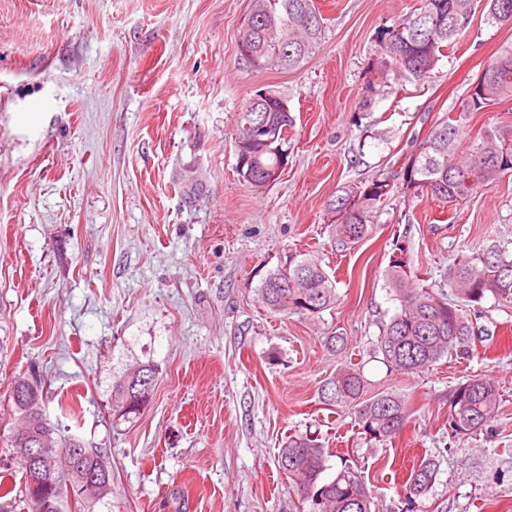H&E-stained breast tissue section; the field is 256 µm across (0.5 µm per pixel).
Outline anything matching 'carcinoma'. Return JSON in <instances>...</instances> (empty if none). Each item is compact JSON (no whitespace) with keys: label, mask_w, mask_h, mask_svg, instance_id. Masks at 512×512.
Returning a JSON list of instances; mask_svg holds the SVG:
<instances>
[{"label":"carcinoma","mask_w":512,"mask_h":512,"mask_svg":"<svg viewBox=\"0 0 512 512\" xmlns=\"http://www.w3.org/2000/svg\"><path fill=\"white\" fill-rule=\"evenodd\" d=\"M476 5L477 0H418L408 17L377 31L378 49L370 70L377 76L393 72L416 81L425 79L468 28ZM484 9L489 22L512 23V0H484ZM324 31V18L314 0H251L239 40L240 55L256 69L290 71L315 52ZM507 99H512V46L504 48L482 72L479 88L469 92L463 111L479 112ZM290 125L288 99L273 88L268 89L266 98L257 91L238 113L234 138L237 170L252 187L265 186L272 172L284 163L288 145L282 133ZM508 171L512 172L511 125L487 130L467 144L462 139L461 118L446 115L404 162L401 184L390 177H375L337 187L326 212L332 239L342 246L362 240L373 209L400 188L412 198L430 196L447 203L467 196L479 185L493 184ZM179 184L190 203L205 192L196 179L188 183L181 176ZM395 250L399 255L391 262L387 278L400 306L382 325L378 351L383 363L396 372L413 375L430 370L447 355H474L472 343L478 330L466 307L488 296L499 304L512 305V251L493 246L458 256L448 267V284L455 291V299L450 300L420 283L406 260L404 246L397 245ZM288 268V278L277 269L258 289L269 313L315 318L336 303L335 285L318 258L304 254L299 260H290ZM158 375V365L152 361L127 369L112 383V410L126 419L139 415L141 407L135 405L134 397L140 380L149 377L156 381ZM27 387V382H18L9 395L24 422L23 431L9 435L22 481L14 503L22 512L46 508L72 512L74 507L80 512H96L98 506L109 507L112 464L106 453L52 424L43 401H14V392ZM319 398L324 404L348 408L358 430L370 441L392 439L411 416L408 401L398 393L367 396V382L353 365L328 378L319 388ZM500 405L493 381L480 375L467 379L450 395L448 425L452 434L463 439L488 431ZM31 436L43 439L52 455L62 448L76 449L69 466L52 471V485L42 486L41 493L32 488L39 477L22 452ZM277 465L300 499L315 503L309 512H371L372 492L357 471L344 467L334 478H323L326 452L317 438L288 437L279 449ZM93 474L97 481L89 487L88 477ZM436 474L435 463L422 460L406 481L408 498L426 493ZM311 489L320 493L319 501L310 496Z\"/></svg>","instance_id":"carcinoma-1"}]
</instances>
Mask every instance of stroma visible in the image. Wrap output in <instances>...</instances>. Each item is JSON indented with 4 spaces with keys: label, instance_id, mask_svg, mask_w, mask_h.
Returning a JSON list of instances; mask_svg holds the SVG:
<instances>
[{
    "label": "stroma",
    "instance_id": "35a3bbf8",
    "mask_svg": "<svg viewBox=\"0 0 512 512\" xmlns=\"http://www.w3.org/2000/svg\"><path fill=\"white\" fill-rule=\"evenodd\" d=\"M417 2L315 0L324 38L284 71L241 58L248 0H0V399L40 383L48 418L106 449L112 512H308L276 463L295 434L319 438L326 477L361 473L375 512H512V307H472L488 332L473 357L420 375L390 372L377 349L398 306L394 242L448 293L456 257L512 242V173L445 205L396 194L347 250L324 220L337 186L401 179L444 115L464 114L468 139L512 125V100L462 111L512 44V24L481 11L427 79L392 74L368 92L377 30ZM261 87L287 97L294 125L287 169L258 190L236 171L233 138ZM187 163L206 185L191 204L175 182ZM310 252L334 278V307L267 313L262 281ZM150 359L152 399L136 418L115 415L114 376ZM350 362L369 394L408 398L392 440H366L347 409L320 403L323 380ZM475 375L495 381L501 408L490 433L463 441L449 398ZM70 399L75 421L57 407ZM426 457L435 482L407 502L404 481Z\"/></svg>",
    "mask_w": 512,
    "mask_h": 512
}]
</instances>
